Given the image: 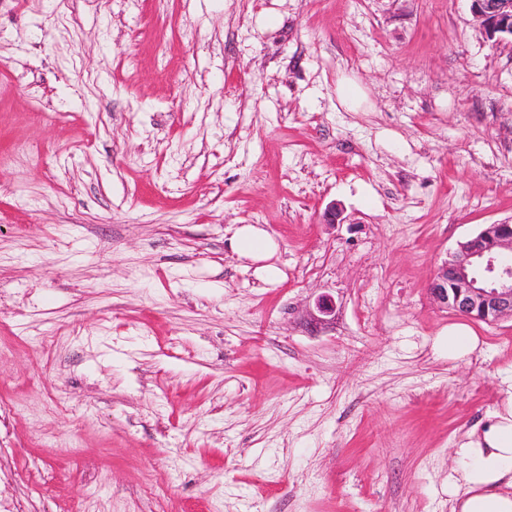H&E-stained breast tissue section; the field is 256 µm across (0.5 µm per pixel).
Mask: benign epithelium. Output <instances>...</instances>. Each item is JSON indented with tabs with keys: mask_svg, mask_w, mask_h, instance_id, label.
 <instances>
[{
	"mask_svg": "<svg viewBox=\"0 0 512 512\" xmlns=\"http://www.w3.org/2000/svg\"><path fill=\"white\" fill-rule=\"evenodd\" d=\"M488 36L512 39V0H471ZM432 294L448 310L493 324L512 317V224H489L457 243L438 267Z\"/></svg>",
	"mask_w": 512,
	"mask_h": 512,
	"instance_id": "benign-epithelium-1",
	"label": "benign epithelium"
}]
</instances>
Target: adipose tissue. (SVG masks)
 I'll use <instances>...</instances> for the list:
<instances>
[{"label": "adipose tissue", "instance_id": "ef3b65f1", "mask_svg": "<svg viewBox=\"0 0 512 512\" xmlns=\"http://www.w3.org/2000/svg\"><path fill=\"white\" fill-rule=\"evenodd\" d=\"M230 248L250 263L263 283L273 285L283 278L279 244L264 228L239 225ZM457 453L466 465L448 484L456 512H512V394L495 410L491 423L473 430Z\"/></svg>", "mask_w": 512, "mask_h": 512}]
</instances>
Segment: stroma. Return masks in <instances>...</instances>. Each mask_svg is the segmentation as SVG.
<instances>
[{
  "mask_svg": "<svg viewBox=\"0 0 512 512\" xmlns=\"http://www.w3.org/2000/svg\"><path fill=\"white\" fill-rule=\"evenodd\" d=\"M508 220L512 42L470 0H0V504L452 512L512 318L429 287ZM230 248L247 268L265 284L275 285L284 272L278 265L279 244L264 228L256 224L239 225L230 239ZM435 348L448 359H462L479 345L478 337L464 324L448 326L435 340Z\"/></svg>",
  "mask_w": 512,
  "mask_h": 512,
  "instance_id": "35a3bbf8",
  "label": "stroma"
}]
</instances>
